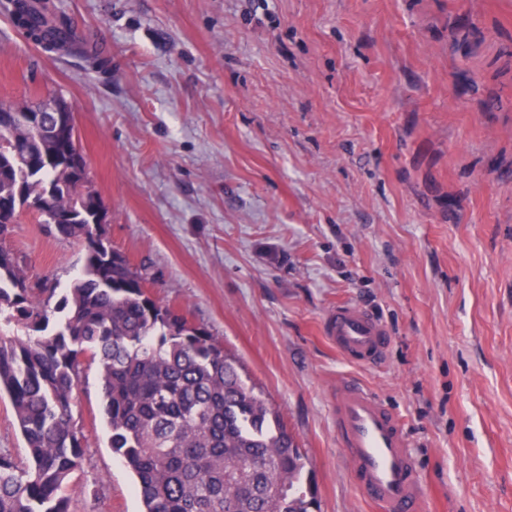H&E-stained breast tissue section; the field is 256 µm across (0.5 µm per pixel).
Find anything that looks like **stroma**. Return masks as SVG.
<instances>
[{"mask_svg": "<svg viewBox=\"0 0 512 512\" xmlns=\"http://www.w3.org/2000/svg\"><path fill=\"white\" fill-rule=\"evenodd\" d=\"M109 75L0 10V102L60 95L113 248L281 415L320 512H373L330 395L360 379L406 424L430 512H512V0H45ZM12 249L68 286L84 250L22 214ZM373 310L384 361L326 340ZM97 365L74 512H141ZM323 328L336 352L354 363H381L390 346L389 331L378 316L351 302L336 304Z\"/></svg>", "mask_w": 512, "mask_h": 512, "instance_id": "stroma-1", "label": "stroma"}]
</instances>
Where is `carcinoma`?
Masks as SVG:
<instances>
[{"instance_id":"obj_1","label":"carcinoma","mask_w":512,"mask_h":512,"mask_svg":"<svg viewBox=\"0 0 512 512\" xmlns=\"http://www.w3.org/2000/svg\"><path fill=\"white\" fill-rule=\"evenodd\" d=\"M5 8L50 53L80 56L96 72L102 53L77 41L68 18L40 0ZM22 125L0 132V201L42 223L74 213L54 233L84 245L83 271L61 296L31 281L0 223V397L9 399L27 448H0V512H70L84 436L73 415L82 361L97 364L110 444L136 479L142 512H316L317 486L296 438L201 327L162 306L145 278L81 211L95 194L87 170L17 167Z\"/></svg>"}]
</instances>
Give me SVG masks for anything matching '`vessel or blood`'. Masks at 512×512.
<instances>
[{
  "instance_id": "vessel-or-blood-1",
  "label": "vessel or blood",
  "mask_w": 512,
  "mask_h": 512,
  "mask_svg": "<svg viewBox=\"0 0 512 512\" xmlns=\"http://www.w3.org/2000/svg\"><path fill=\"white\" fill-rule=\"evenodd\" d=\"M324 334L342 357L363 365L381 363L390 346L389 332L378 316L351 302L331 309ZM332 412L351 478L375 512H425V486L401 417L353 378L337 382Z\"/></svg>"
}]
</instances>
